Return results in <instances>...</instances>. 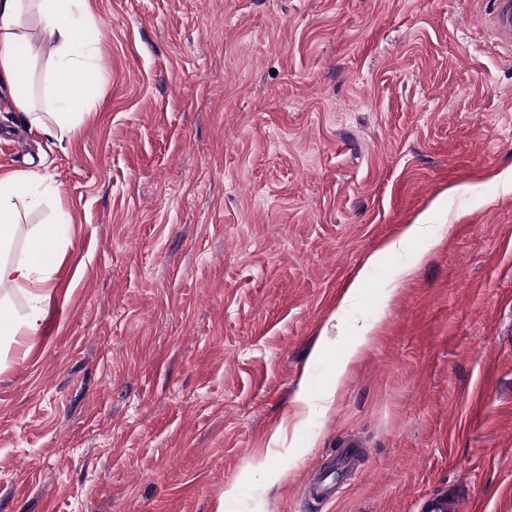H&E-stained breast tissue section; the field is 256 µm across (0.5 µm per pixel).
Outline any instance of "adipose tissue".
<instances>
[{
    "instance_id": "obj_1",
    "label": "adipose tissue",
    "mask_w": 512,
    "mask_h": 512,
    "mask_svg": "<svg viewBox=\"0 0 512 512\" xmlns=\"http://www.w3.org/2000/svg\"><path fill=\"white\" fill-rule=\"evenodd\" d=\"M102 28L91 20L90 0H0V95L16 117L52 142L73 138L87 100L105 76L98 54ZM47 177L37 170L0 173V286L27 294L25 312L0 297V335H35L52 272L58 227L31 231L23 259L9 260L18 227V200L38 205Z\"/></svg>"
}]
</instances>
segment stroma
<instances>
[{
    "mask_svg": "<svg viewBox=\"0 0 512 512\" xmlns=\"http://www.w3.org/2000/svg\"><path fill=\"white\" fill-rule=\"evenodd\" d=\"M492 10L92 0L107 80L77 135L0 97V171L52 187L21 225L69 219L36 335L0 347V512H512ZM421 218L432 246L367 266ZM345 439L359 466L315 504ZM333 461L323 467L310 482V493L320 502H328L336 494V477Z\"/></svg>",
    "mask_w": 512,
    "mask_h": 512,
    "instance_id": "stroma-1",
    "label": "stroma"
}]
</instances>
